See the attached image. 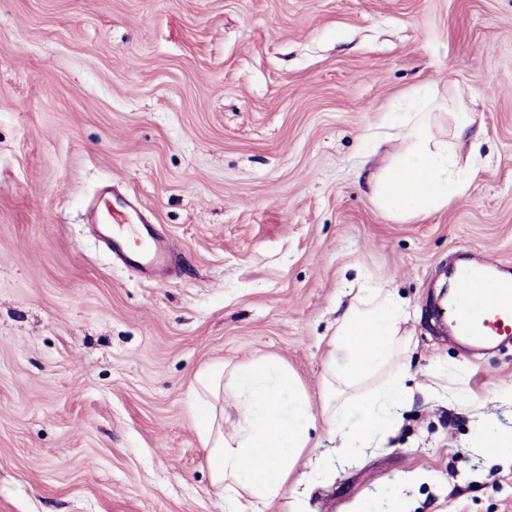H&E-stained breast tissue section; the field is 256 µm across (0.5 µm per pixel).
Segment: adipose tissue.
<instances>
[{"label": "adipose tissue", "mask_w": 512, "mask_h": 512, "mask_svg": "<svg viewBox=\"0 0 512 512\" xmlns=\"http://www.w3.org/2000/svg\"><path fill=\"white\" fill-rule=\"evenodd\" d=\"M436 108L423 90L401 120L405 148L373 185L377 208L391 219L422 220L445 209L466 191L474 174L461 168L453 147L432 133ZM403 310L386 288H364L329 341L325 398L313 411L299 384L278 361H249L225 370L215 365L197 378L199 395L233 400L236 419L209 410L201 442L216 495L232 498L236 512H256L260 503L286 491L288 479L318 427L340 439L346 455L380 443L396 427L407 388L397 374L376 396L357 398L350 388L382 370L396 353Z\"/></svg>", "instance_id": "adipose-tissue-1"}]
</instances>
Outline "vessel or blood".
Segmentation results:
<instances>
[{
    "instance_id": "b4317fda",
    "label": "vessel or blood",
    "mask_w": 512,
    "mask_h": 512,
    "mask_svg": "<svg viewBox=\"0 0 512 512\" xmlns=\"http://www.w3.org/2000/svg\"><path fill=\"white\" fill-rule=\"evenodd\" d=\"M89 211L93 235L107 243L114 259L145 276H163L168 243L135 204L120 200L105 185L91 199ZM456 283L455 333L478 346L512 341V277L500 276L497 264L484 262L461 270Z\"/></svg>"
}]
</instances>
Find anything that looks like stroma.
I'll return each mask as SVG.
<instances>
[{"label": "stroma", "instance_id": "obj_1", "mask_svg": "<svg viewBox=\"0 0 512 512\" xmlns=\"http://www.w3.org/2000/svg\"><path fill=\"white\" fill-rule=\"evenodd\" d=\"M463 99L468 192L404 224L372 199L418 86ZM137 196L156 280L115 263L84 203ZM512 272V0H0V512H235L199 437L206 367L282 361L313 409L359 289L401 302L396 435L340 459L324 432L261 512H512V346L433 329L457 255ZM475 448L512 463V428H504L495 420H485L474 440Z\"/></svg>", "mask_w": 512, "mask_h": 512}]
</instances>
